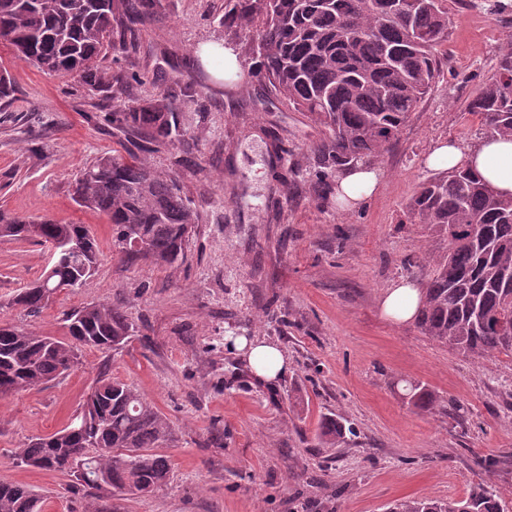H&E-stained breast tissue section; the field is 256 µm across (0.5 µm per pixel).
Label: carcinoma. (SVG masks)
Masks as SVG:
<instances>
[{
	"label": "carcinoma",
	"instance_id": "1",
	"mask_svg": "<svg viewBox=\"0 0 512 512\" xmlns=\"http://www.w3.org/2000/svg\"><path fill=\"white\" fill-rule=\"evenodd\" d=\"M163 0H0V40L17 58L42 72L77 76L112 93V127L142 151L178 136L176 113L160 99L121 108L136 72L110 73L98 61L108 48L134 51L142 28ZM219 24L231 39L260 57L259 77L289 108L329 131L314 145L316 185L359 162L381 155L439 76L440 47L448 36V0H224ZM488 137H512V50L468 104ZM77 203L105 215L112 241L130 260L155 266L183 258L198 216L176 182L115 153L84 169ZM411 220L446 243L431 259L419 332L452 349L477 356L512 355V198H504L465 166L420 184L408 206ZM3 237L26 240L30 221L0 212ZM38 242L65 253L42 277L48 288L19 289L0 307L40 314L62 289L83 287L101 261L84 224H41ZM67 338L57 339L0 324V396L26 391L67 373L85 348L116 350L135 328L121 310L89 304L65 314ZM414 407L438 410L436 397L410 385ZM75 421L35 437L16 454L17 463L75 476L79 462L91 470L76 488L99 503L114 497L150 496L170 481L171 463L158 452L175 441L157 407L132 385L101 378ZM342 425L324 422V447L336 444ZM0 512H41V498L24 485L0 483ZM388 512H503L493 490L469 500L404 499Z\"/></svg>",
	"mask_w": 512,
	"mask_h": 512
}]
</instances>
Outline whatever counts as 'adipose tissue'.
Instances as JSON below:
<instances>
[{
	"label": "adipose tissue",
	"instance_id": "ef3b65f1",
	"mask_svg": "<svg viewBox=\"0 0 512 512\" xmlns=\"http://www.w3.org/2000/svg\"><path fill=\"white\" fill-rule=\"evenodd\" d=\"M428 165L436 170L470 167L496 193L512 196V140L487 139L472 146L454 142L436 144ZM381 186V176L372 165L360 164L337 178L336 193L344 207L352 209L372 196ZM419 284L402 280L389 287L381 302V312L388 319L404 323L412 320L420 305ZM236 353L245 358L252 377L261 384H271L286 375L288 359L276 346L249 339L230 337Z\"/></svg>",
	"mask_w": 512,
	"mask_h": 512
}]
</instances>
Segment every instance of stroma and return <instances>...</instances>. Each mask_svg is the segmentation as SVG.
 Wrapping results in <instances>:
<instances>
[{
  "label": "stroma",
  "instance_id": "obj_1",
  "mask_svg": "<svg viewBox=\"0 0 512 512\" xmlns=\"http://www.w3.org/2000/svg\"><path fill=\"white\" fill-rule=\"evenodd\" d=\"M448 9L441 73L375 160L381 190L348 211L308 181L326 129L268 94L256 55L240 52L233 83L196 67V49L224 38V0H165L136 52L106 53L102 67L148 75L137 97L166 98L178 114L182 142L138 155L175 179L199 216L185 259L166 267L127 260L108 219L73 200L80 172L122 148L104 119L106 92L43 73L0 40V71L16 87L0 107V210L89 225L103 254L83 288L30 318L5 302L41 275L49 251L0 239V319L62 338L66 312L107 303L136 327L122 349H83L55 381L0 398V482L41 494L45 512H85L71 476L12 457L66 427L105 376L133 385L175 433L168 487L113 500L116 512H385L400 499L461 500L486 487L512 512V357L463 355L380 310L389 286L423 283L425 253L444 249L406 222V206L433 174L425 159L436 143L482 140L466 106L512 44V0ZM186 148L189 162L176 165ZM231 336L276 344L287 374L253 382ZM412 383L434 394L438 412L407 403ZM328 418L344 426L332 448L319 443Z\"/></svg>",
  "mask_w": 512,
  "mask_h": 512
}]
</instances>
